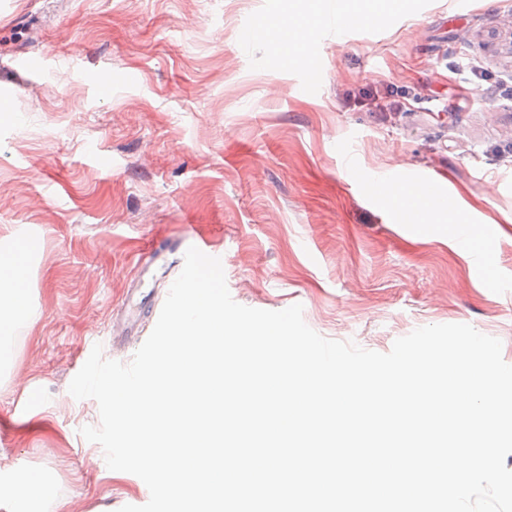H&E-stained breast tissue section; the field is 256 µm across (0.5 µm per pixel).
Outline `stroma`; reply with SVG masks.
Returning a JSON list of instances; mask_svg holds the SVG:
<instances>
[{
    "mask_svg": "<svg viewBox=\"0 0 512 512\" xmlns=\"http://www.w3.org/2000/svg\"><path fill=\"white\" fill-rule=\"evenodd\" d=\"M288 4L0 0V236L42 244L37 319L0 366V494L44 470L63 512L148 501L81 436L99 408L69 384L94 345L131 361L156 323L124 332L138 257L181 235L234 301L301 304L325 338L386 353L468 324L512 364V0H407L342 42L315 32L307 66L246 36ZM417 171L469 206L485 269L392 222L372 187Z\"/></svg>",
    "mask_w": 512,
    "mask_h": 512,
    "instance_id": "35a3bbf8",
    "label": "stroma"
}]
</instances>
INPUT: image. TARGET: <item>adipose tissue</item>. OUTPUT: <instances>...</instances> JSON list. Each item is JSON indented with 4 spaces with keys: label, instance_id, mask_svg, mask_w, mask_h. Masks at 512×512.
I'll use <instances>...</instances> for the list:
<instances>
[{
    "label": "adipose tissue",
    "instance_id": "1",
    "mask_svg": "<svg viewBox=\"0 0 512 512\" xmlns=\"http://www.w3.org/2000/svg\"><path fill=\"white\" fill-rule=\"evenodd\" d=\"M318 15L319 10L315 7L289 11L284 24L268 29L267 34L272 39L289 34L290 39L285 46L288 59L304 62L301 37ZM377 192L384 199L395 223L427 224L452 233L469 224L466 213L455 198L440 195L432 188L382 185ZM40 250L38 237L19 230L12 232L8 246L0 249L1 329L33 323L36 317L29 303L30 265Z\"/></svg>",
    "mask_w": 512,
    "mask_h": 512
}]
</instances>
